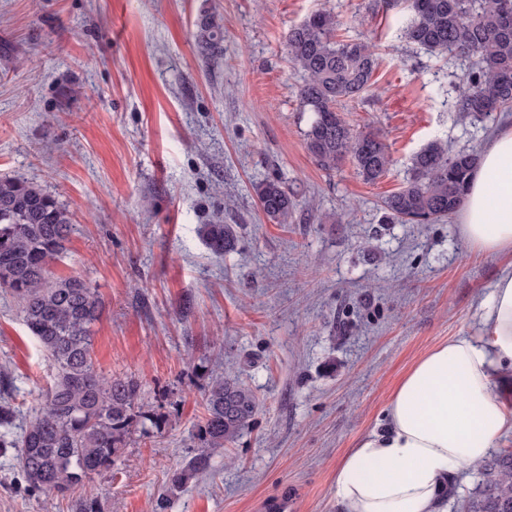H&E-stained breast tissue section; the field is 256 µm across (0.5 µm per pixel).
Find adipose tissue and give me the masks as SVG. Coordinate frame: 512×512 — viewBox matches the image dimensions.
<instances>
[{"label": "adipose tissue", "instance_id": "adipose-tissue-1", "mask_svg": "<svg viewBox=\"0 0 512 512\" xmlns=\"http://www.w3.org/2000/svg\"><path fill=\"white\" fill-rule=\"evenodd\" d=\"M467 247L501 260L481 328L437 344L403 375L378 424L336 469L337 512H447L452 476L512 437V126L485 145L457 216Z\"/></svg>", "mask_w": 512, "mask_h": 512}]
</instances>
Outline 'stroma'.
<instances>
[{
	"label": "stroma",
	"mask_w": 512,
	"mask_h": 512,
	"mask_svg": "<svg viewBox=\"0 0 512 512\" xmlns=\"http://www.w3.org/2000/svg\"><path fill=\"white\" fill-rule=\"evenodd\" d=\"M369 0H0V175L36 182L74 231L55 276L78 275L104 302L93 360L137 380L143 421L111 471L73 497L31 496L0 454V512H155L189 456L204 391L227 375L257 396L252 425L167 512H258L288 494L292 512H336V469L371 429L411 365L469 336L499 264L470 252L454 220L387 224L428 141L483 148L512 112L460 122L464 59L407 43L406 6ZM334 11L340 33L376 47L373 86L343 106L354 132H379L393 159L374 184L352 164L320 170L303 142L291 27ZM218 15L224 51L195 39ZM279 179L298 208L269 222L253 185ZM235 225L217 256L198 233ZM0 372L20 410L40 407L51 371L15 301L0 293Z\"/></svg>",
	"instance_id": "obj_1"
}]
</instances>
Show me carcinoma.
I'll list each match as a JSON object with an SVG mask.
<instances>
[{"mask_svg": "<svg viewBox=\"0 0 512 512\" xmlns=\"http://www.w3.org/2000/svg\"><path fill=\"white\" fill-rule=\"evenodd\" d=\"M411 18L405 40L432 56H476L456 98L461 121L512 112V0H405ZM336 14L322 9L291 28L288 58L304 80L298 89L305 149L331 174L349 161L374 184L389 175L393 160L378 133H355L338 105L361 98L371 87L377 54L365 39L336 38ZM196 40L202 51L222 52L224 31L213 15L201 18ZM480 161L476 149L453 150L434 140L411 159L403 186L382 200L386 218L398 224L449 219L465 196ZM258 204L274 224L293 218L295 201L275 178L254 185ZM73 230L69 211L41 185L0 177V288L19 306L23 321L54 371L45 404L26 421L19 438L0 434V449H17V464L30 495H66L73 487L112 470L114 457L138 424L141 386L132 377L106 379L92 357V326L103 302L78 276L54 277L52 265L66 251ZM199 232L215 254L231 250V224H203ZM206 416L192 433L190 456L169 475L157 512L210 468L249 427L256 410L253 391L230 377H217L204 393ZM482 475L461 512H512V450L478 464Z\"/></svg>", "mask_w": 512, "mask_h": 512, "instance_id": "carcinoma-1", "label": "carcinoma"}]
</instances>
